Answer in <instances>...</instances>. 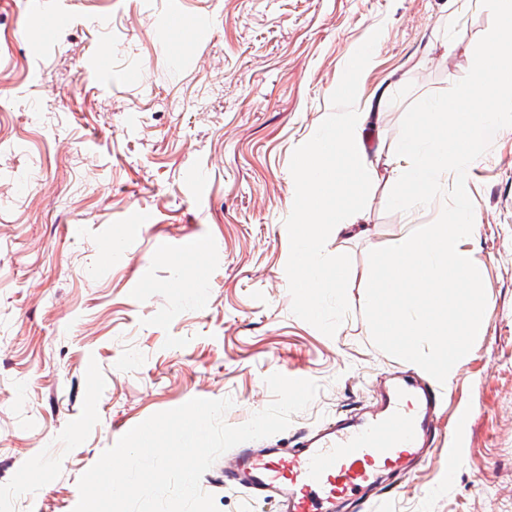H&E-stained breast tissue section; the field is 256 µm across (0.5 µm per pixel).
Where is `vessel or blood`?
Wrapping results in <instances>:
<instances>
[{"label": "vessel or blood", "mask_w": 512, "mask_h": 512, "mask_svg": "<svg viewBox=\"0 0 512 512\" xmlns=\"http://www.w3.org/2000/svg\"><path fill=\"white\" fill-rule=\"evenodd\" d=\"M442 391L425 378L378 383L375 401L297 435L287 448H237L224 481L279 512H345L375 499L383 477L404 476L426 460L439 436Z\"/></svg>", "instance_id": "1"}]
</instances>
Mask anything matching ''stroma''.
<instances>
[{
  "label": "stroma",
  "instance_id": "1",
  "mask_svg": "<svg viewBox=\"0 0 512 512\" xmlns=\"http://www.w3.org/2000/svg\"><path fill=\"white\" fill-rule=\"evenodd\" d=\"M58 3L73 21L51 34L31 0L0 6V512H73L107 449L190 399H231L237 426L271 403L267 376L317 382L266 439L284 447L407 369L371 339L368 253L444 202L387 212L384 158L407 107L461 80L492 26L480 0ZM376 30L356 104L374 116L360 132L372 188L325 246L352 260L350 312L329 337L291 312L289 165ZM467 193L486 330L443 384L438 451L389 486L390 512H512V129L475 160ZM193 237L212 252L183 249ZM200 486L218 512H277L225 484L223 460Z\"/></svg>",
  "mask_w": 512,
  "mask_h": 512
}]
</instances>
